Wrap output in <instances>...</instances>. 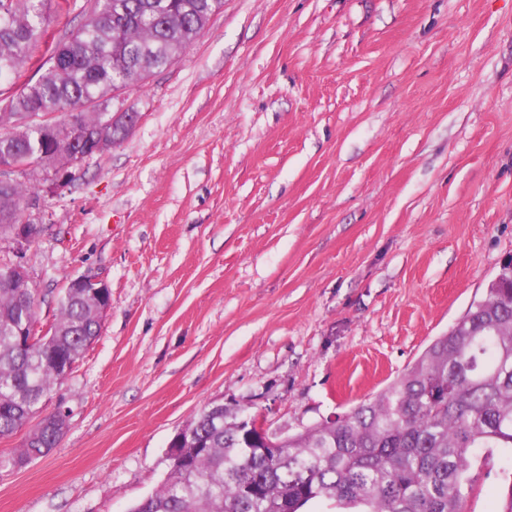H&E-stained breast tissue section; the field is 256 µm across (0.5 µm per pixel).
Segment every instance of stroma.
<instances>
[{"instance_id": "1", "label": "stroma", "mask_w": 512, "mask_h": 512, "mask_svg": "<svg viewBox=\"0 0 512 512\" xmlns=\"http://www.w3.org/2000/svg\"><path fill=\"white\" fill-rule=\"evenodd\" d=\"M86 0H47L46 45ZM140 121L21 220L53 321L103 279L98 339L45 396L56 448L8 466L0 512H128L206 404L296 433L406 372L512 255V0H224L110 104ZM462 512H499L512 451L482 448Z\"/></svg>"}]
</instances>
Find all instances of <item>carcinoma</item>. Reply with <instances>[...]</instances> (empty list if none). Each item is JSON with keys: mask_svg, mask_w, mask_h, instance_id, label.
Instances as JSON below:
<instances>
[{"mask_svg": "<svg viewBox=\"0 0 512 512\" xmlns=\"http://www.w3.org/2000/svg\"><path fill=\"white\" fill-rule=\"evenodd\" d=\"M46 0H0V84L16 83L46 31ZM224 0H91L86 18L48 49L43 72L0 107V160L26 155L68 165L69 138L30 129L23 112L79 114L74 131L112 118L119 84L172 64ZM36 188L0 187V236L13 233ZM35 288L0 265V437L25 428L43 398L101 333V303L65 293L53 323L35 326ZM245 410L208 404L187 428L202 448L170 470L163 487L129 512H299L332 500L364 512H461L478 448H512V268L505 265L447 334L434 339L397 381L333 421L283 439L276 454L251 447ZM66 417H43L9 463L56 447Z\"/></svg>", "mask_w": 512, "mask_h": 512, "instance_id": "1", "label": "carcinoma"}]
</instances>
